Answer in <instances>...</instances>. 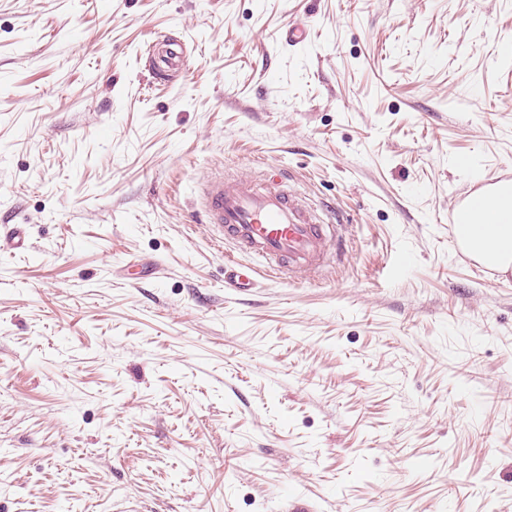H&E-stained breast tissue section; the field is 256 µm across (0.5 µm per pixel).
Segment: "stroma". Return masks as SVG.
I'll return each mask as SVG.
<instances>
[{
  "label": "stroma",
  "mask_w": 512,
  "mask_h": 512,
  "mask_svg": "<svg viewBox=\"0 0 512 512\" xmlns=\"http://www.w3.org/2000/svg\"><path fill=\"white\" fill-rule=\"evenodd\" d=\"M506 42L512 0H0L33 243L0 253V512H512V273L448 224L512 167ZM217 176L284 183L335 260L228 294ZM149 56L151 74L156 80L165 81L171 74L178 72L185 62L181 45L174 41L155 44Z\"/></svg>",
  "instance_id": "1"
}]
</instances>
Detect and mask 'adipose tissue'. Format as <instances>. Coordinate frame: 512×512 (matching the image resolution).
I'll return each instance as SVG.
<instances>
[{"label": "adipose tissue", "instance_id": "obj_1", "mask_svg": "<svg viewBox=\"0 0 512 512\" xmlns=\"http://www.w3.org/2000/svg\"><path fill=\"white\" fill-rule=\"evenodd\" d=\"M468 230L477 244L478 259L487 261L512 254V194L485 201Z\"/></svg>", "mask_w": 512, "mask_h": 512}]
</instances>
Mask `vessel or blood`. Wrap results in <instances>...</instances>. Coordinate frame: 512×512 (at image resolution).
I'll return each instance as SVG.
<instances>
[{"label":"vessel or blood","mask_w":512,"mask_h":512,"mask_svg":"<svg viewBox=\"0 0 512 512\" xmlns=\"http://www.w3.org/2000/svg\"><path fill=\"white\" fill-rule=\"evenodd\" d=\"M151 74L167 79L184 64L180 44L168 41L155 44L149 52ZM512 190V173L485 178L460 199L456 211L448 216L457 224L460 213L479 210L489 197ZM201 223L217 226L222 239L239 250L261 257L271 278L285 280L298 271L318 269L326 260L330 241L336 235L334 225L320 221L310 206L285 188L260 190L251 180L215 178L206 181L200 191ZM25 225L0 226V251L12 254L29 250ZM259 279L256 266L224 261V280L234 292L250 291Z\"/></svg>","instance_id":"1"}]
</instances>
